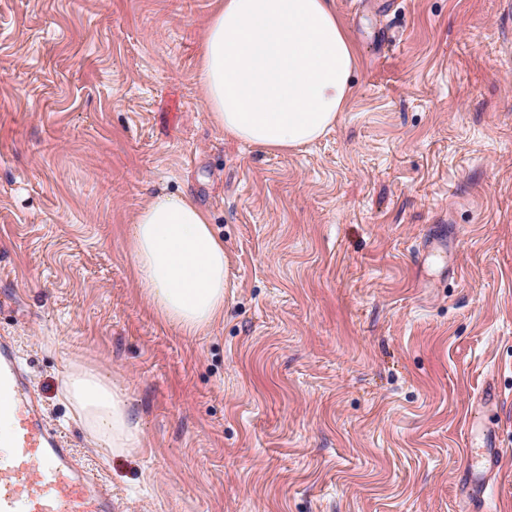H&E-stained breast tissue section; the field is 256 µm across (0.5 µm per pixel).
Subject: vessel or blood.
Listing matches in <instances>:
<instances>
[{"label": "vessel or blood", "mask_w": 512, "mask_h": 512, "mask_svg": "<svg viewBox=\"0 0 512 512\" xmlns=\"http://www.w3.org/2000/svg\"><path fill=\"white\" fill-rule=\"evenodd\" d=\"M0 512H113L110 489L76 463L45 420L32 380L13 345L0 342ZM465 496L483 498L494 448L469 447Z\"/></svg>", "instance_id": "obj_1"}]
</instances>
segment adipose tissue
I'll return each mask as SVG.
<instances>
[{"label": "adipose tissue", "instance_id": "adipose-tissue-1", "mask_svg": "<svg viewBox=\"0 0 512 512\" xmlns=\"http://www.w3.org/2000/svg\"><path fill=\"white\" fill-rule=\"evenodd\" d=\"M355 65L333 0H219L197 77L225 139L288 152L335 126ZM128 249L141 294L162 322L196 336L223 317L229 257L209 213L191 197L152 195L134 219ZM59 396L87 437L113 454L142 447L126 398L94 370L71 365Z\"/></svg>", "mask_w": 512, "mask_h": 512}]
</instances>
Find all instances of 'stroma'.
Listing matches in <instances>:
<instances>
[{
    "mask_svg": "<svg viewBox=\"0 0 512 512\" xmlns=\"http://www.w3.org/2000/svg\"><path fill=\"white\" fill-rule=\"evenodd\" d=\"M215 0H0V335L120 512H512V0H335L358 56L336 126L225 140L197 81ZM230 256L224 318L140 293L148 194ZM144 445L93 447L69 363ZM499 467L464 499L465 430ZM59 396L80 421L87 437L112 454L142 448L143 431L126 398L94 370L71 365L61 378Z\"/></svg>",
    "mask_w": 512,
    "mask_h": 512,
    "instance_id": "obj_1",
    "label": "stroma"
}]
</instances>
